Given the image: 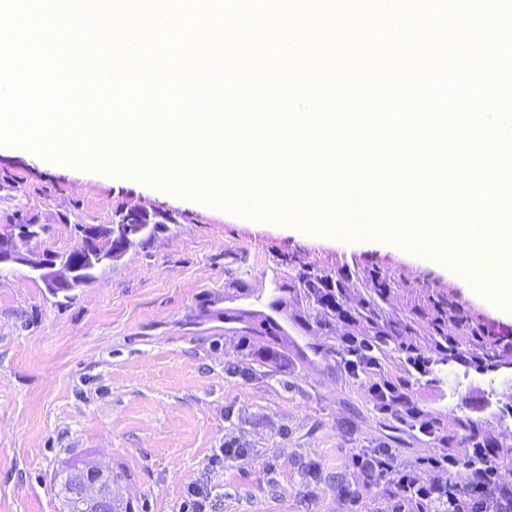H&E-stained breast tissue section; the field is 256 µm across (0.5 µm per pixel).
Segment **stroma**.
<instances>
[{"label": "stroma", "instance_id": "stroma-1", "mask_svg": "<svg viewBox=\"0 0 512 512\" xmlns=\"http://www.w3.org/2000/svg\"><path fill=\"white\" fill-rule=\"evenodd\" d=\"M450 8L452 29L435 36L447 59H486L512 27L496 0ZM476 179L449 170L442 223H471ZM123 206L174 221L72 299H55L26 267L0 272V512H61L53 477L75 459L126 471L113 491L133 512H178L195 482L207 483L213 512H377L394 488L369 480L354 454L395 449L397 463L431 481L425 460L439 444L374 408L369 377L345 373L350 333L388 335L385 376L449 447L471 434L512 451V350L491 340L512 328V310L471 293L452 269L379 239L213 210L146 179L0 145V226L34 218L39 249L71 250L74 225L111 224ZM303 270L338 278L345 306L371 304V320L322 318ZM275 278L287 335L225 320L226 297L262 296ZM441 334L470 362L435 351ZM308 343L323 355H304ZM410 345L430 354L428 377L406 372ZM230 437L247 459L207 470Z\"/></svg>", "mask_w": 512, "mask_h": 512}]
</instances>
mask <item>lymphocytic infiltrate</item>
<instances>
[{"mask_svg": "<svg viewBox=\"0 0 512 512\" xmlns=\"http://www.w3.org/2000/svg\"><path fill=\"white\" fill-rule=\"evenodd\" d=\"M386 341V335L380 332L372 336H345L347 373L371 374L369 395L378 411L402 422L411 421L420 434L438 438L435 424L424 419L398 386L381 375L378 354ZM506 454V449L467 437L461 447L443 448L429 457L431 468L444 475L443 480L432 483L396 466L389 448L359 452L353 462L370 478L384 479L393 485L394 492L382 512H512V490L503 489L498 479L499 462Z\"/></svg>", "mask_w": 512, "mask_h": 512, "instance_id": "1", "label": "lymphocytic infiltrate"}]
</instances>
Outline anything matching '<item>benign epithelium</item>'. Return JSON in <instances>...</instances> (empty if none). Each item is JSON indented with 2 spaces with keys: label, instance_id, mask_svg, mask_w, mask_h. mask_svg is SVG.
<instances>
[{
  "label": "benign epithelium",
  "instance_id": "benign-epithelium-1",
  "mask_svg": "<svg viewBox=\"0 0 512 512\" xmlns=\"http://www.w3.org/2000/svg\"><path fill=\"white\" fill-rule=\"evenodd\" d=\"M145 226L127 224L120 229L122 245L113 251L114 256L123 254L139 238ZM43 228L37 224L24 227L11 226L0 229V271L24 266L41 279L54 296L69 295L89 283L92 277L85 274L89 267L81 262V255L89 252V244L102 235L90 227L83 234L77 246L78 255L61 256L49 250L35 251L32 244L38 242ZM104 470L84 466L75 482V490L81 496H89L96 502L97 512H109L110 496L99 490Z\"/></svg>",
  "mask_w": 512,
  "mask_h": 512
}]
</instances>
